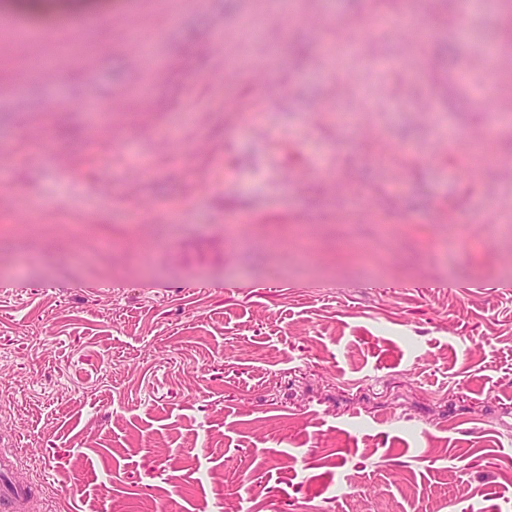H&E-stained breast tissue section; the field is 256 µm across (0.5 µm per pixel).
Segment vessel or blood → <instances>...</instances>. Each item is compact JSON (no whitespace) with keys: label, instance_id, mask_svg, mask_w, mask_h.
Segmentation results:
<instances>
[{"label":"vessel or blood","instance_id":"b4317fda","mask_svg":"<svg viewBox=\"0 0 512 512\" xmlns=\"http://www.w3.org/2000/svg\"><path fill=\"white\" fill-rule=\"evenodd\" d=\"M114 6V0H0V34L47 39L63 31L83 44ZM18 463L17 448H0V512H30L33 487L19 476Z\"/></svg>","mask_w":512,"mask_h":512}]
</instances>
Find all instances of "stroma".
<instances>
[{
  "instance_id": "stroma-1",
  "label": "stroma",
  "mask_w": 512,
  "mask_h": 512,
  "mask_svg": "<svg viewBox=\"0 0 512 512\" xmlns=\"http://www.w3.org/2000/svg\"><path fill=\"white\" fill-rule=\"evenodd\" d=\"M375 11L429 27L420 67L391 32L331 62ZM500 15L132 0L91 48L27 44L39 73L0 39V444L42 512H512V241L483 231L512 178L456 163L478 132L512 158V102L450 95L444 50L466 27L459 71L494 75ZM452 211L484 219L453 249Z\"/></svg>"
}]
</instances>
